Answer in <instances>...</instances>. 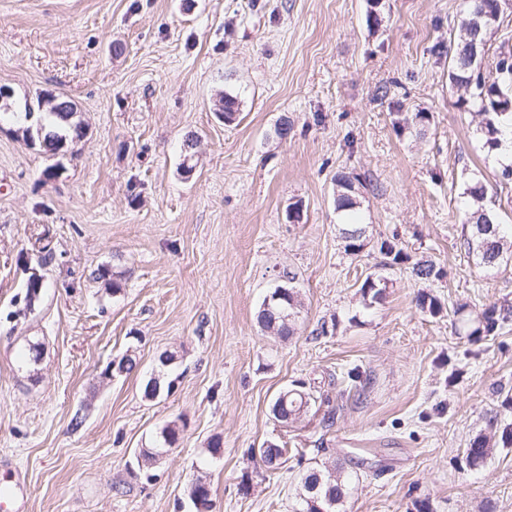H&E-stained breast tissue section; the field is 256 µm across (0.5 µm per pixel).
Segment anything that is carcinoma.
<instances>
[{
  "mask_svg": "<svg viewBox=\"0 0 512 512\" xmlns=\"http://www.w3.org/2000/svg\"><path fill=\"white\" fill-rule=\"evenodd\" d=\"M486 11L482 19L484 30L493 32L504 15V0H463V10L472 12L480 6ZM471 38V30L463 25L450 42L453 48L449 55V83L461 91L455 105L461 112H470L478 118L475 131L482 142L487 155L492 156L502 146L503 127L512 126V51L502 49L493 61L492 73L480 80L475 68L468 67L459 57L460 47ZM75 114V104L68 100L54 101L42 111L36 112V118L44 127L43 141L40 146L53 155L63 151L68 144H74L84 137L81 124L71 122ZM355 181L357 177L346 172H338L334 177L336 186V212L342 213L354 209ZM463 195L468 199L469 233L464 237V247L476 257L485 268H495L503 262L512 261V240H507L503 225L497 213L486 206V188L482 180L474 175L466 183ZM345 251L356 255L364 247L358 229L344 231ZM387 281L382 276H368L360 286L363 297L373 300L382 298ZM273 312H258V321L262 328L275 336L287 339L295 333V319L300 301L295 289H288V296L271 303ZM512 320V305L492 304L482 313L480 319L469 332L468 338L477 341L482 337L493 336L508 321ZM288 419L295 421L316 404L317 397L300 385L288 388ZM512 447V422L502 420L498 415L486 418V431L470 438L466 448V461L469 467L483 466L498 448ZM260 461L266 470L275 472L281 468L286 449L260 448ZM348 479L339 473H323L310 468L301 478L302 493L298 512H336L343 504L347 494ZM189 500L194 512L205 509L213 512L214 504L207 500L206 482L197 480L192 483Z\"/></svg>",
  "mask_w": 512,
  "mask_h": 512,
  "instance_id": "carcinoma-1",
  "label": "carcinoma"
}]
</instances>
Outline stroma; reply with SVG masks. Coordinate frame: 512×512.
<instances>
[{"label": "stroma", "instance_id": "1", "mask_svg": "<svg viewBox=\"0 0 512 512\" xmlns=\"http://www.w3.org/2000/svg\"><path fill=\"white\" fill-rule=\"evenodd\" d=\"M459 4L0 0L14 109L49 93L76 104L86 132L58 158L0 121V462L26 479L24 512H190L198 477L215 512H294L303 473L325 466L351 479L340 512H512V447L465 461L486 417L512 419V322L476 343L459 322L512 305V263L468 255L462 192L482 175L512 225V186L448 83ZM227 93L230 124L215 114ZM414 112L429 123L397 132ZM341 171L362 183L356 255L336 213ZM386 240L403 252L387 269ZM420 260L440 276L417 279ZM29 266L43 277L30 309ZM380 272L373 302L360 286ZM287 284L301 307L283 340L257 315ZM127 353L135 368L108 376ZM351 371L372 380L359 402ZM158 375L167 389L145 399ZM297 382L335 404L331 430L311 412L275 420ZM172 423L173 449L133 471ZM266 442L288 450L273 474L256 453Z\"/></svg>", "mask_w": 512, "mask_h": 512}]
</instances>
